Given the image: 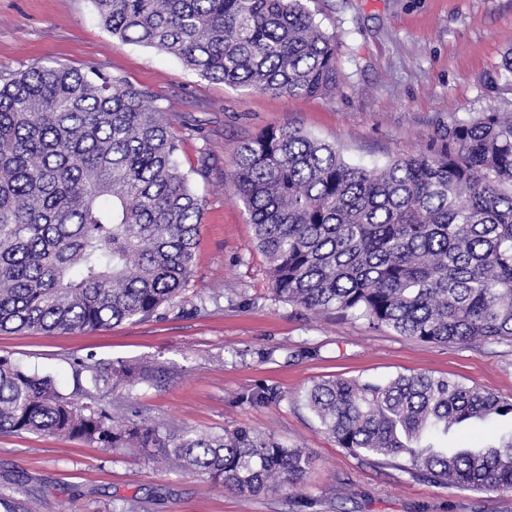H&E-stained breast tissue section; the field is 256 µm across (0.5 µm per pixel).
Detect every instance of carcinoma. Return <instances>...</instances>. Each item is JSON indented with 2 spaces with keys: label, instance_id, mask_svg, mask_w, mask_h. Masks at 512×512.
<instances>
[{
  "label": "carcinoma",
  "instance_id": "carcinoma-1",
  "mask_svg": "<svg viewBox=\"0 0 512 512\" xmlns=\"http://www.w3.org/2000/svg\"><path fill=\"white\" fill-rule=\"evenodd\" d=\"M104 28L201 77L326 96L336 35L302 0H94ZM169 109L98 66L0 72V332L82 333L145 319L191 275L203 206L178 166ZM231 180L274 293L421 341L512 338V113L448 114L444 148L371 169L289 126L239 145ZM158 365L74 361L76 390L0 354V432L57 436L256 496L300 484L304 449L246 427L172 428L105 398ZM306 406L341 448L435 482L512 490V435L438 444L466 422L512 419V400L443 376L333 377Z\"/></svg>",
  "mask_w": 512,
  "mask_h": 512
}]
</instances>
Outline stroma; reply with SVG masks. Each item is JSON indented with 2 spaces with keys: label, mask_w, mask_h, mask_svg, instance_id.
Returning <instances> with one entry per match:
<instances>
[{
  "label": "stroma",
  "mask_w": 512,
  "mask_h": 512,
  "mask_svg": "<svg viewBox=\"0 0 512 512\" xmlns=\"http://www.w3.org/2000/svg\"><path fill=\"white\" fill-rule=\"evenodd\" d=\"M336 33L342 78L328 96L288 97L204 79L175 56L113 37L93 0H0V71L35 62L94 64L146 88L169 109L178 161L204 209L191 277L151 318L83 334L0 333V350L74 389L72 361L158 362L160 385L137 386L150 420L200 431L247 426L306 449L293 489L243 497L141 458L47 435L0 434V497L41 512H512V491H469L338 447L305 406L313 382L429 373L512 398V340L442 345L317 314L277 297L249 215L228 173L243 140L290 125L372 167L440 149L449 113L512 110V0H304ZM205 175L193 174L200 152ZM261 387L276 399L254 404ZM126 391L112 395L124 404Z\"/></svg>",
  "instance_id": "1"
}]
</instances>
